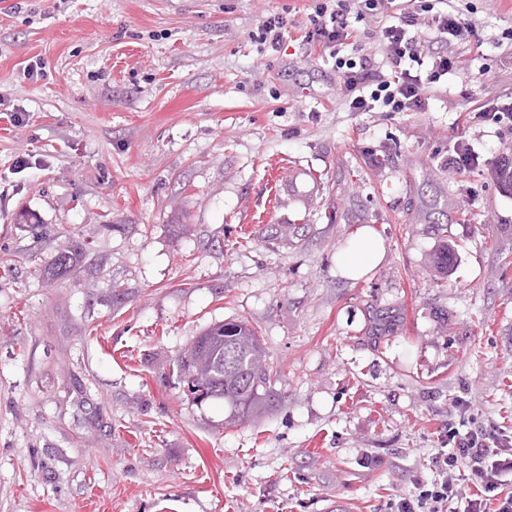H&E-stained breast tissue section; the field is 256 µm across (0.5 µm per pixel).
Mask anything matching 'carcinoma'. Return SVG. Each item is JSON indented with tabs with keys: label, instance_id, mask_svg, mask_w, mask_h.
<instances>
[{
	"label": "carcinoma",
	"instance_id": "carcinoma-1",
	"mask_svg": "<svg viewBox=\"0 0 512 512\" xmlns=\"http://www.w3.org/2000/svg\"><path fill=\"white\" fill-rule=\"evenodd\" d=\"M86 245L71 241L60 249L47 270L59 279L80 259ZM182 380L200 383L211 390L213 399L224 401V422L235 424L262 414L269 407L272 369L255 331L243 321L215 323L205 329L178 358Z\"/></svg>",
	"mask_w": 512,
	"mask_h": 512
}]
</instances>
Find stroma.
Listing matches in <instances>:
<instances>
[{"label":"stroma","instance_id":"1","mask_svg":"<svg viewBox=\"0 0 512 512\" xmlns=\"http://www.w3.org/2000/svg\"><path fill=\"white\" fill-rule=\"evenodd\" d=\"M312 7L0 0V512H389L460 404L512 434V126L477 116L512 100V0H460L465 67L419 112L349 111ZM460 143L478 169L449 171ZM286 164L308 206L274 202ZM364 224L387 254L350 281ZM71 239L88 259L49 279ZM237 320L279 379L228 426L176 359ZM284 24L280 17L274 15L269 17L262 25L258 35L259 43L266 44L267 41L271 48L276 49L284 37ZM321 188L317 176L311 170L300 165L288 167L280 180L279 197L281 201H292L307 206ZM385 256V247L370 226L355 229L348 242L336 254V271L346 279L357 280L377 267Z\"/></svg>","mask_w":512,"mask_h":512}]
</instances>
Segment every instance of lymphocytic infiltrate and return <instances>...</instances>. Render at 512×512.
<instances>
[{
    "label": "lymphocytic infiltrate",
    "mask_w": 512,
    "mask_h": 512,
    "mask_svg": "<svg viewBox=\"0 0 512 512\" xmlns=\"http://www.w3.org/2000/svg\"><path fill=\"white\" fill-rule=\"evenodd\" d=\"M307 43L328 50L343 80L353 112H414L424 106L422 92L447 81L463 67L459 57L438 52L437 44L469 41L472 27L458 10H435L420 0L418 14L379 28L388 71H380L362 52L349 21L386 16L396 0H314ZM432 480L392 503V512H512V437L476 424L466 414L448 430L447 448L433 459Z\"/></svg>",
    "instance_id": "1"
}]
</instances>
